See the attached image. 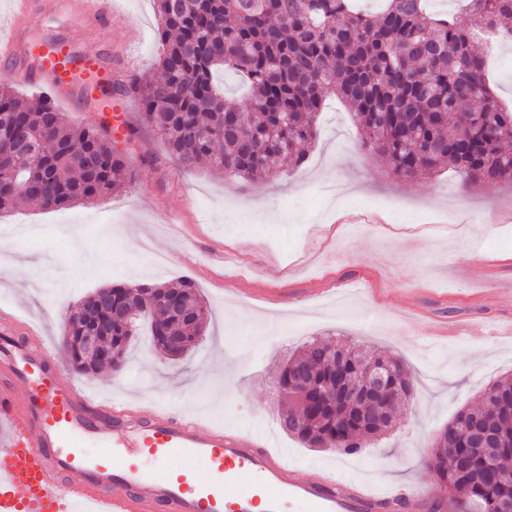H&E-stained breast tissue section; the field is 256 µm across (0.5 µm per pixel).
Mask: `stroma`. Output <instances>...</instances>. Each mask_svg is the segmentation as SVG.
<instances>
[{
    "instance_id": "35a3bbf8",
    "label": "stroma",
    "mask_w": 512,
    "mask_h": 512,
    "mask_svg": "<svg viewBox=\"0 0 512 512\" xmlns=\"http://www.w3.org/2000/svg\"><path fill=\"white\" fill-rule=\"evenodd\" d=\"M112 22L47 8L29 37L62 38L101 53L118 89L112 109L137 131L125 146L133 184L94 203L46 210L20 201L0 215V308L18 310L52 342L69 305L115 284L190 279L208 306L199 345L177 359L133 341L123 373L79 376L87 390L134 402L167 397L230 428L267 432L300 473L329 468L370 490L432 485L436 438L485 387L512 375V186L461 189L441 168L423 183L391 174L364 151L349 111L330 100L307 164L240 187L200 165L180 168L142 121L131 76L151 74L153 0H109ZM378 221L352 227L343 211ZM217 255L200 263L196 250ZM457 335L436 336L439 323ZM341 337L398 356L413 393L388 433L355 456L308 448L279 426L276 372L305 342Z\"/></svg>"
}]
</instances>
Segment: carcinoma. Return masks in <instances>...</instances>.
Here are the masks:
<instances>
[{"mask_svg": "<svg viewBox=\"0 0 512 512\" xmlns=\"http://www.w3.org/2000/svg\"><path fill=\"white\" fill-rule=\"evenodd\" d=\"M383 2L381 11L367 13L354 0H155L156 74L132 77L126 90L181 167L208 163L233 183L275 177L286 158L302 167L320 106L335 95L364 131V149L386 156L393 175L419 181L448 164L465 187L512 184V110L487 80V53L474 48L481 31L512 39V0H468L463 15L431 13L427 0ZM220 71L242 79L243 98L221 92ZM21 135L39 148L25 149L16 168L0 169L20 186L0 197V214L22 199L43 209L97 200L132 181L109 123L74 126L50 99L34 106L0 82V146ZM145 293L174 300L182 312L160 309L149 317L158 352L174 359L198 345L206 308L192 281L104 287L80 302L91 317L64 321L73 336L103 325L102 356L91 369L126 367L135 330L111 309H131ZM165 331L186 337L181 351L168 349ZM373 360L392 365L387 387L402 401L413 382L392 354L331 339L293 354L276 377L285 391L283 430L310 448L360 453L386 421L324 390L359 381ZM303 367L310 385L299 389L295 375ZM472 426L497 434L503 452L495 466L469 448ZM444 434L431 462L440 489L468 512H498L512 499V379L486 388L481 405L460 410Z\"/></svg>", "mask_w": 512, "mask_h": 512, "instance_id": "cac0c4a2", "label": "carcinoma"}]
</instances>
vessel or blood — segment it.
Masks as SVG:
<instances>
[{"instance_id":"obj_1","label":"vessel or blood","mask_w":512,"mask_h":512,"mask_svg":"<svg viewBox=\"0 0 512 512\" xmlns=\"http://www.w3.org/2000/svg\"><path fill=\"white\" fill-rule=\"evenodd\" d=\"M79 15L111 23L102 0H69ZM32 48L0 38V62L37 86L99 84L112 73L96 52L61 44L42 64L13 68ZM0 512H454L437 488L378 495L329 469L300 475L264 433L232 430L195 414L123 398L98 399L64 375L41 339L0 341ZM150 458L144 466L142 458ZM176 468H169V461ZM205 471H198V463Z\"/></svg>"}]
</instances>
